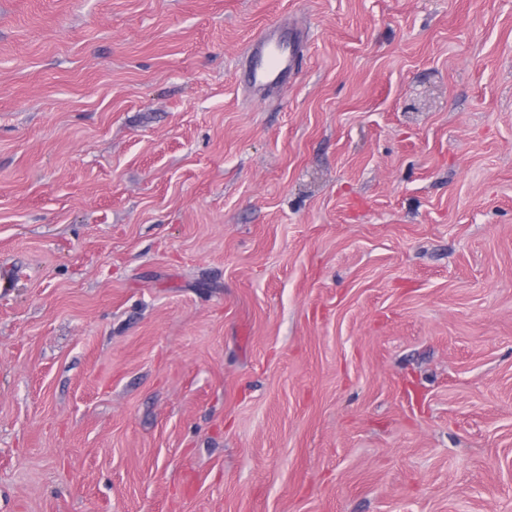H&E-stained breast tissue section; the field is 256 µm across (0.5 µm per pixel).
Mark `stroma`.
<instances>
[{
    "label": "stroma",
    "mask_w": 512,
    "mask_h": 512,
    "mask_svg": "<svg viewBox=\"0 0 512 512\" xmlns=\"http://www.w3.org/2000/svg\"><path fill=\"white\" fill-rule=\"evenodd\" d=\"M0 512H512V0H0ZM300 57L296 39L264 30L252 41L246 55L244 77L250 91L262 97L272 91L276 83L293 71Z\"/></svg>",
    "instance_id": "stroma-1"
}]
</instances>
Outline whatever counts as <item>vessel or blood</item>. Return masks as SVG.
I'll use <instances>...</instances> for the list:
<instances>
[{"label": "vessel or blood", "instance_id": "obj_1", "mask_svg": "<svg viewBox=\"0 0 512 512\" xmlns=\"http://www.w3.org/2000/svg\"><path fill=\"white\" fill-rule=\"evenodd\" d=\"M299 57L297 40L269 29L259 33L251 43L244 67L250 91L260 97L268 94L288 71L295 69Z\"/></svg>", "mask_w": 512, "mask_h": 512}]
</instances>
